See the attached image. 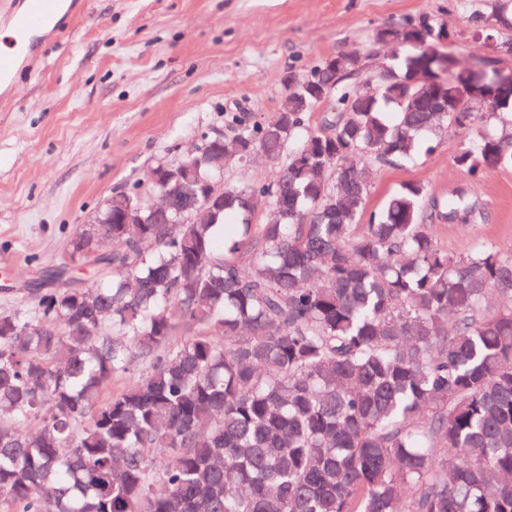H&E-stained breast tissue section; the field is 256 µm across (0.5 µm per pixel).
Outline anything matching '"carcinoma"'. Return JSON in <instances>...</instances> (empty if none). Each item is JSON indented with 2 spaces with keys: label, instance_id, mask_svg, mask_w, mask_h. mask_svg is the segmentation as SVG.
I'll use <instances>...</instances> for the list:
<instances>
[{
  "label": "carcinoma",
  "instance_id": "carcinoma-1",
  "mask_svg": "<svg viewBox=\"0 0 512 512\" xmlns=\"http://www.w3.org/2000/svg\"><path fill=\"white\" fill-rule=\"evenodd\" d=\"M470 23L511 31L512 0ZM446 36L380 27L383 67L341 52L334 73L289 75L278 112L235 135L283 160L274 178L223 188L193 224L103 211L39 269L89 261V286L0 310L6 512H512V248L442 249L433 218L483 209L458 191L428 214L419 182L360 223L363 165L414 161L450 128L456 167H512L511 94L475 112L471 74L419 77ZM331 81L314 125L305 84ZM252 195L288 217L252 223ZM181 323L197 334L176 340Z\"/></svg>",
  "mask_w": 512,
  "mask_h": 512
}]
</instances>
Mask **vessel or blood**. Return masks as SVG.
Segmentation results:
<instances>
[{
	"instance_id": "vessel-or-blood-1",
	"label": "vessel or blood",
	"mask_w": 512,
	"mask_h": 512,
	"mask_svg": "<svg viewBox=\"0 0 512 512\" xmlns=\"http://www.w3.org/2000/svg\"><path fill=\"white\" fill-rule=\"evenodd\" d=\"M80 12L78 0H0V25L13 34L0 48V98L10 99L23 72L33 70L44 46L67 30Z\"/></svg>"
}]
</instances>
